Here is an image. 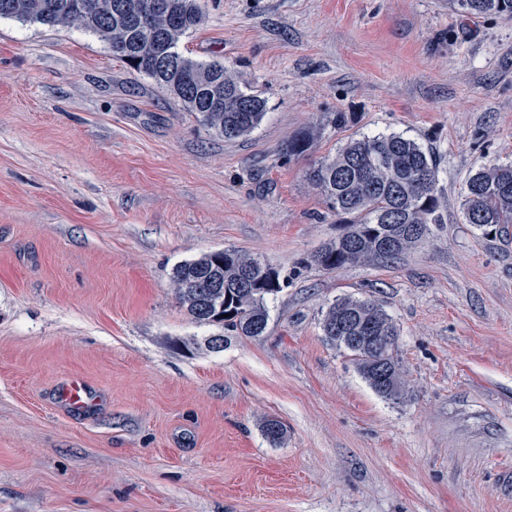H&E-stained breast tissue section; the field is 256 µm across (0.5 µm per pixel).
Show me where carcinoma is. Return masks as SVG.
Returning a JSON list of instances; mask_svg holds the SVG:
<instances>
[{
    "label": "carcinoma",
    "instance_id": "1",
    "mask_svg": "<svg viewBox=\"0 0 512 512\" xmlns=\"http://www.w3.org/2000/svg\"><path fill=\"white\" fill-rule=\"evenodd\" d=\"M144 0H0V18L37 22L48 28L75 26L100 37L112 55L166 89L183 107L226 142L250 134L262 121L266 103L244 92L234 73L218 61L199 62L178 50L180 38L204 19V0H168L166 17L138 18ZM461 16H512V0H452ZM172 55L161 68L157 60ZM308 183L338 216L351 217L347 231L312 256L335 270L370 259H393L443 223L439 171L432 156L400 135L364 136L347 143L335 157L306 173ZM466 220L496 232L512 224V164L475 171L466 182ZM399 242L394 254L382 242ZM265 263L239 250L207 253L177 265L172 272L179 301L191 317L219 325L238 336L266 330L268 296L279 283L257 279L242 284L246 272ZM325 339L346 350L350 336H398L392 319L375 300L344 298L331 304L322 321ZM397 344L379 353L364 349L354 358L370 387L386 399L401 396L403 382Z\"/></svg>",
    "mask_w": 512,
    "mask_h": 512
}]
</instances>
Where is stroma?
Here are the masks:
<instances>
[{"label":"stroma","mask_w":512,"mask_h":512,"mask_svg":"<svg viewBox=\"0 0 512 512\" xmlns=\"http://www.w3.org/2000/svg\"><path fill=\"white\" fill-rule=\"evenodd\" d=\"M205 4L179 51L266 102L233 142L98 36L0 19V512H512V229L464 217L470 174L512 164V17ZM376 134L435 153L444 221L395 260L322 269L344 227L306 172ZM225 248L281 290L263 336L216 352L171 274ZM343 297L396 324L401 399L325 341ZM73 383L88 409L64 404Z\"/></svg>","instance_id":"stroma-1"}]
</instances>
